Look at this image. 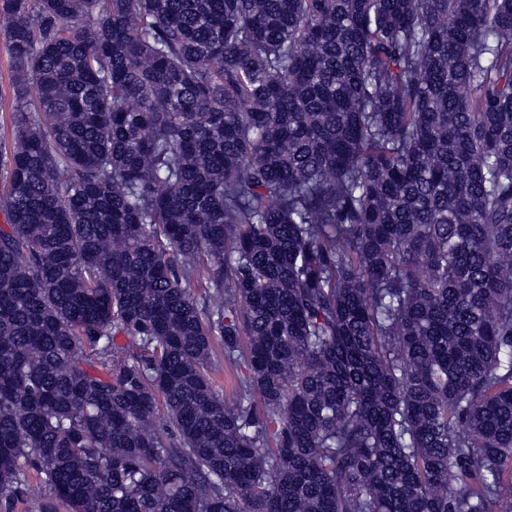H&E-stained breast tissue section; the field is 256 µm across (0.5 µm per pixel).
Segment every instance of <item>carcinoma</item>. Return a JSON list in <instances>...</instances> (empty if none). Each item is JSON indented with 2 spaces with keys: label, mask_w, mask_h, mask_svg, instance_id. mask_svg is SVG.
<instances>
[{
  "label": "carcinoma",
  "mask_w": 512,
  "mask_h": 512,
  "mask_svg": "<svg viewBox=\"0 0 512 512\" xmlns=\"http://www.w3.org/2000/svg\"><path fill=\"white\" fill-rule=\"evenodd\" d=\"M0 36L1 500L512 512V0H7ZM16 109L10 52L6 41L0 36V143H11L13 128L10 116ZM246 374V369L241 364L236 369L230 368L227 363L224 362V359L221 358L220 365L218 370L215 372V378L219 384L224 385V397L232 398V391L234 389V385L238 382V376L243 377ZM48 498V490L39 480L32 478L21 497L10 507V512H40Z\"/></svg>",
  "instance_id": "cac0c4a2"
}]
</instances>
